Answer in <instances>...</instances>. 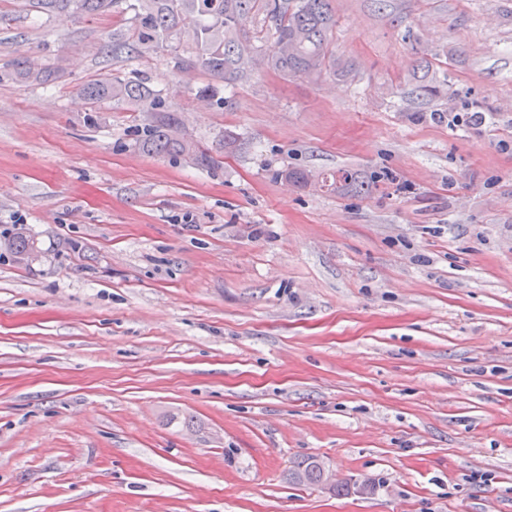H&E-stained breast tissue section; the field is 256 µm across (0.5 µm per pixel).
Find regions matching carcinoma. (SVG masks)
Listing matches in <instances>:
<instances>
[{
    "instance_id": "cac0c4a2",
    "label": "carcinoma",
    "mask_w": 512,
    "mask_h": 512,
    "mask_svg": "<svg viewBox=\"0 0 512 512\" xmlns=\"http://www.w3.org/2000/svg\"><path fill=\"white\" fill-rule=\"evenodd\" d=\"M117 0H20L23 10L41 13L93 15L104 12ZM258 18L261 25L250 22ZM336 25L330 0H138V8L125 30L112 33V56L132 51V45L148 46L185 32L195 52L175 62L179 69L196 66L226 84L242 77L254 56H262L271 71L288 76H319L328 68L348 76L350 66L337 59L330 35ZM12 75L47 83L59 78L58 71L35 66L28 58L12 61ZM82 98L95 110L107 100L126 104L144 116L136 143L152 154L188 157L208 169L219 168L224 150L235 143L221 137L213 148L193 143L187 149L181 140V123L167 100L143 82L118 76L84 85ZM340 192L362 187L355 173L339 169L329 184ZM11 253L19 256L36 251L34 241L18 233L8 240ZM296 483L322 485L319 460L299 461L290 472Z\"/></svg>"
}]
</instances>
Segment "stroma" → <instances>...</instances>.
I'll return each instance as SVG.
<instances>
[{"instance_id":"stroma-1","label":"stroma","mask_w":512,"mask_h":512,"mask_svg":"<svg viewBox=\"0 0 512 512\" xmlns=\"http://www.w3.org/2000/svg\"><path fill=\"white\" fill-rule=\"evenodd\" d=\"M332 8L351 76L251 65L218 109L188 39L113 58L124 0H0V243L39 250L0 247V512H512V0ZM110 74L236 149L142 152L78 94ZM339 168L371 191L284 176ZM117 0H20L18 6L22 10L41 13H70L93 15L104 12ZM12 75L21 79L40 80L44 83L59 78L58 71L50 68L36 67L28 58H15L12 61ZM320 461L307 458L299 461L290 472V479L296 483L311 486H321L322 477L319 469Z\"/></svg>"}]
</instances>
